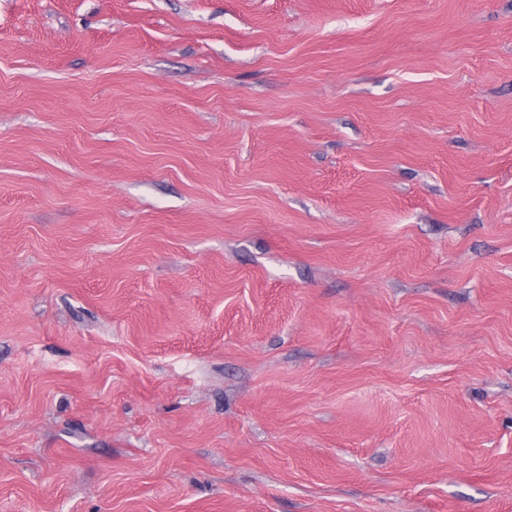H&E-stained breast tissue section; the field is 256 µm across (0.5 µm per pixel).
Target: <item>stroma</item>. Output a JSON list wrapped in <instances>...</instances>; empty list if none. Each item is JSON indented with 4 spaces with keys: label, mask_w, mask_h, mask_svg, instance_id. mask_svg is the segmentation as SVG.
Segmentation results:
<instances>
[{
    "label": "stroma",
    "mask_w": 512,
    "mask_h": 512,
    "mask_svg": "<svg viewBox=\"0 0 512 512\" xmlns=\"http://www.w3.org/2000/svg\"><path fill=\"white\" fill-rule=\"evenodd\" d=\"M0 512H512V0H0Z\"/></svg>",
    "instance_id": "stroma-1"
}]
</instances>
